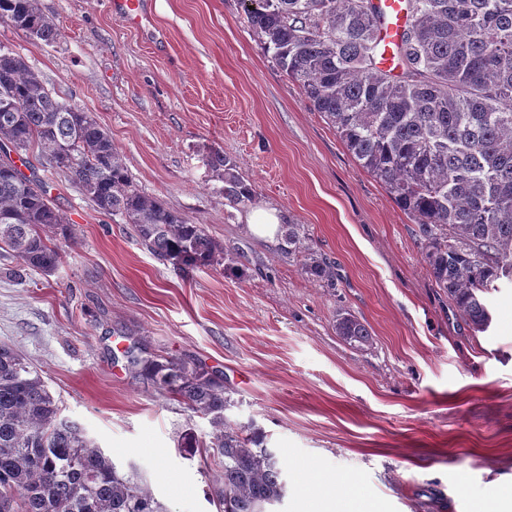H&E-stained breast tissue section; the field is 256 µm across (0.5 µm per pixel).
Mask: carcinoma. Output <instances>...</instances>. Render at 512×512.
Masks as SVG:
<instances>
[{"label":"carcinoma","instance_id":"carcinoma-1","mask_svg":"<svg viewBox=\"0 0 512 512\" xmlns=\"http://www.w3.org/2000/svg\"><path fill=\"white\" fill-rule=\"evenodd\" d=\"M248 27L298 83L348 152L419 225L436 286L475 330L488 327L484 293L512 277V0H404L397 67L378 66L376 0H241ZM0 24L47 44L59 31L37 0H0ZM37 148L98 210L119 215L155 258L179 270L220 265L224 248L184 213L146 196L109 134L53 96L24 58L0 44V245L21 267L56 273L50 233L66 216L45 183L11 153ZM205 163L224 182V204L256 201L236 162L212 150ZM288 257L335 285L336 267L305 244L300 224H282ZM336 331L364 345L371 333L340 315ZM127 369L161 395L208 419L219 457L208 500L217 512H268L285 494L262 436L231 422L224 383L186 361L125 352ZM204 442L181 437L184 458ZM0 512H165L61 409L24 356L0 344Z\"/></svg>","mask_w":512,"mask_h":512}]
</instances>
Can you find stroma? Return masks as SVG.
I'll return each instance as SVG.
<instances>
[{
  "label": "stroma",
  "instance_id": "obj_1",
  "mask_svg": "<svg viewBox=\"0 0 512 512\" xmlns=\"http://www.w3.org/2000/svg\"><path fill=\"white\" fill-rule=\"evenodd\" d=\"M54 43L0 24V43L59 100L111 136L147 196L223 244L232 269L178 272L121 216L100 212L38 151L25 154L73 223L51 276L0 248V343L46 381L123 473L166 512H216L213 453L183 458L178 437L207 419L125 367L139 346L224 383L226 416L259 431L286 482L277 512H321L358 482L369 512H512V282L472 328L436 287L420 233L261 48L239 0H146L128 25L114 0H38ZM236 160L259 206L303 225L336 263L308 277L280 238L226 218L212 149ZM369 344L336 333L338 315ZM336 331L347 342L357 346L369 343L371 338L368 328L358 319L349 315L338 316L336 319Z\"/></svg>",
  "mask_w": 512,
  "mask_h": 512
}]
</instances>
